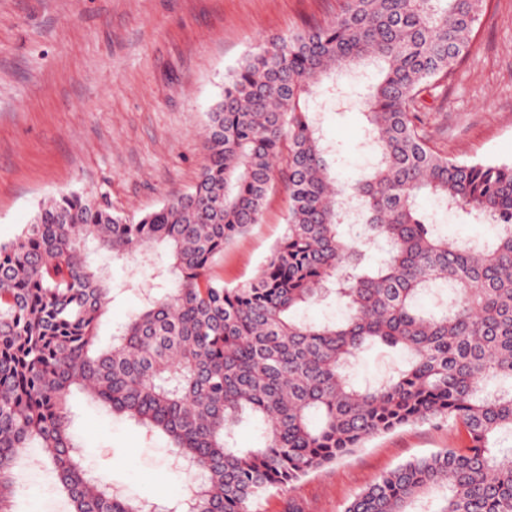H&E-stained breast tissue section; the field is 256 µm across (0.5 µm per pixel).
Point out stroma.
<instances>
[{"label": "stroma", "mask_w": 512, "mask_h": 512, "mask_svg": "<svg viewBox=\"0 0 512 512\" xmlns=\"http://www.w3.org/2000/svg\"><path fill=\"white\" fill-rule=\"evenodd\" d=\"M341 0H0V240L16 235L60 191L92 195L116 214H143L186 192L206 165L203 130L224 77L259 38L330 20ZM377 68L336 77L337 95L318 98L321 128L338 144L336 177L366 170L364 94ZM426 130L461 161L512 162V0H492L469 53L441 96L426 98ZM284 186L271 192L258 224L224 252L216 276L233 285L253 277L281 237ZM112 275V301L99 345L165 287L169 249L148 263L92 251ZM372 348L351 375L372 384L403 364ZM70 431L84 465L159 512L186 488L161 437L112 415L81 392L70 397ZM461 426L425 422L370 439L290 488L265 495L259 512H340L380 475L410 459L461 446ZM42 449L23 460L28 490L16 512H69Z\"/></svg>", "instance_id": "1"}]
</instances>
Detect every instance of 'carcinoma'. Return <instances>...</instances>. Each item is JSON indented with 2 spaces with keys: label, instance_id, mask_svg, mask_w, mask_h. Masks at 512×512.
Listing matches in <instances>:
<instances>
[{
  "label": "carcinoma",
  "instance_id": "carcinoma-1",
  "mask_svg": "<svg viewBox=\"0 0 512 512\" xmlns=\"http://www.w3.org/2000/svg\"><path fill=\"white\" fill-rule=\"evenodd\" d=\"M487 0H343L324 24L272 35L224 80L207 113L208 162L185 194L139 217L60 192L0 241V512H15L25 450L44 449L69 512H145L76 459L69 399L167 439L189 512H257L259 500L400 426L445 419L465 432L395 467L341 512H512V163H462L430 145L421 112L465 57ZM381 63L364 116L375 162L356 183L330 172L310 102L336 74ZM278 178L284 232L259 272L229 286L212 267L256 224ZM460 209L491 238L450 241L420 202ZM146 258L167 244L173 287L97 347L112 299L84 247ZM386 250L372 260L369 249ZM334 287L341 322L297 310ZM451 290L438 314L418 302ZM379 346L406 363L376 385L350 375ZM255 423L257 443L236 445Z\"/></svg>",
  "mask_w": 512,
  "mask_h": 512
}]
</instances>
